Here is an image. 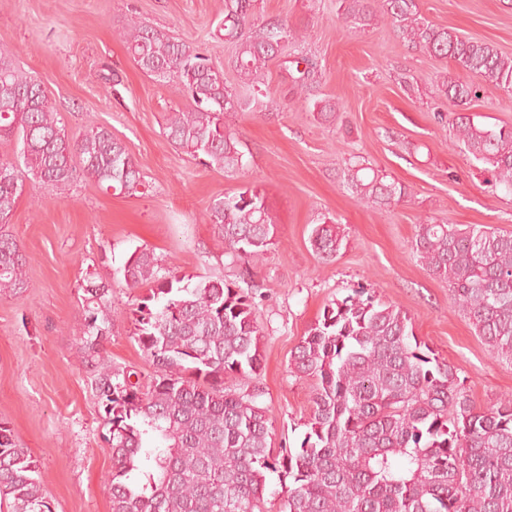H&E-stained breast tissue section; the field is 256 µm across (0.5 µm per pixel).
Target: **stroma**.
<instances>
[{"mask_svg": "<svg viewBox=\"0 0 512 512\" xmlns=\"http://www.w3.org/2000/svg\"><path fill=\"white\" fill-rule=\"evenodd\" d=\"M225 0H0V48L38 79L69 132L108 126L137 163L132 192L101 190L85 176L65 191L27 184L9 229L26 258V287L0 293V421L38 461L54 512H112V453L81 347V283H112L113 367L146 375L152 361L133 337L137 298L125 286L133 251L153 252L163 269L231 279L239 271L210 224L212 200L242 184L265 196L277 231L250 268L263 369L255 384L273 421L275 445L298 447L312 386L290 373L292 350L323 307L364 287L411 317L418 338L465 378L477 406L512 397V365L499 361L454 307L446 284L416 258L419 224L487 225L512 232V194L487 183L481 163L449 137L431 80L456 77L453 63L411 49L389 21L359 28L337 0H256L254 24L286 20L304 29L302 51L318 64L315 92L339 109L324 124L307 111L280 64L267 85L268 113L230 114L245 166L234 174L202 165L164 134L186 101L129 57L121 32L136 17L192 42L237 87L233 48L218 32ZM428 20L512 55V0H419ZM382 170L407 194L389 209L361 202L344 185L353 157ZM330 218L346 239L322 260L309 240Z\"/></svg>", "mask_w": 512, "mask_h": 512, "instance_id": "35a3bbf8", "label": "stroma"}]
</instances>
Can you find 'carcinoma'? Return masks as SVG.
<instances>
[{
  "instance_id": "carcinoma-1",
  "label": "carcinoma",
  "mask_w": 512,
  "mask_h": 512,
  "mask_svg": "<svg viewBox=\"0 0 512 512\" xmlns=\"http://www.w3.org/2000/svg\"><path fill=\"white\" fill-rule=\"evenodd\" d=\"M339 11L367 25L380 8L409 46L460 70L435 81L436 94L456 113L451 128L464 151L512 192V127H490L469 113L484 85L512 95V57L493 45L460 37L420 12L418 0H338ZM255 0H225L224 41L245 90L224 84V73L187 40L129 19L123 35L135 64L174 83L191 100L174 109L165 133L210 168L243 166L224 115L262 112L273 101L261 85L270 62L305 63L289 73L309 111L335 120L336 101L316 99L308 85L318 73L311 58L288 60V44L303 36L274 20L250 33ZM481 79L476 84L469 75ZM0 141L20 145L18 166L0 158V291L26 286L25 257L3 230L29 179L64 191L83 174L105 190L132 191L141 175L126 145L105 126L68 135L40 82L0 49ZM79 158L80 166L73 164ZM347 188L382 210L405 188L355 161ZM208 217L232 261L256 262L275 241L263 194L244 187L218 197ZM345 239L341 225L322 219L311 246L327 259ZM413 252L438 279L476 334L512 365V232L484 225L421 224ZM233 280L160 273L154 254L134 251L124 266L126 287L146 289L132 309L135 340L152 359L147 386L112 370L103 342L112 333V284L88 273L82 285L83 352L94 373L112 452V512H268L267 479L289 481L278 512H512V399L484 408L456 370L414 331L400 307L361 288L323 307L291 352L290 372L312 381V410L300 446L275 447L259 393L224 385L256 379L262 370L255 297ZM147 482L137 480L142 460ZM10 512H52L39 466L0 422V503Z\"/></svg>"
}]
</instances>
